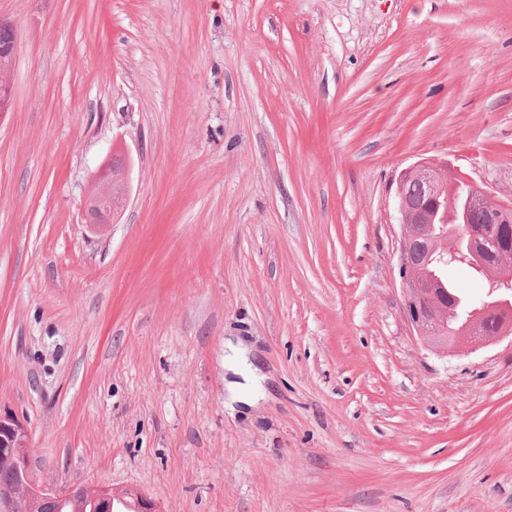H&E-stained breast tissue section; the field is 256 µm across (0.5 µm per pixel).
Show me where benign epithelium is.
<instances>
[{
    "label": "benign epithelium",
    "instance_id": "7a95c632",
    "mask_svg": "<svg viewBox=\"0 0 512 512\" xmlns=\"http://www.w3.org/2000/svg\"><path fill=\"white\" fill-rule=\"evenodd\" d=\"M448 164L417 162L401 171L395 192L396 209L401 225L399 265L404 285V302L408 323L412 330L422 336L437 351L446 347L464 344L475 350L487 346L504 335H512V281L498 278L492 282L489 301L485 307L498 312L499 327L493 333L482 330L480 323L471 321L458 329L447 326L450 320L448 307L434 302L431 297L420 293V283L412 263V247L419 237L433 235V225L448 219ZM103 197L90 201V208L97 214V220L108 223L121 208L128 193V173L115 165L103 167ZM418 180L423 184L422 195L411 198L406 193L408 181ZM465 185L470 187L469 205L462 224L448 228L452 239L463 259L473 264L482 258L487 245L482 240L481 225L512 222V205L498 201L490 190L472 179ZM468 245L467 251L460 246ZM29 437L27 428L18 419L0 415V449L14 453L12 472L0 479V512H16L17 504H24L25 512H51L54 503L62 498L80 499L91 497L96 512H115L116 495L111 488H91L73 485L63 490L43 487L30 479L27 466Z\"/></svg>",
    "mask_w": 512,
    "mask_h": 512
}]
</instances>
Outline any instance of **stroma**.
I'll return each instance as SVG.
<instances>
[{"instance_id": "35a3bbf8", "label": "stroma", "mask_w": 512, "mask_h": 512, "mask_svg": "<svg viewBox=\"0 0 512 512\" xmlns=\"http://www.w3.org/2000/svg\"><path fill=\"white\" fill-rule=\"evenodd\" d=\"M0 415L159 512H512V339L403 316L395 179L512 202V0H0ZM129 158L115 224L84 202ZM259 378L230 403L224 358ZM13 27L10 24L1 25L0 22V104L11 99V66L17 45H14L13 56L10 54V43L13 39Z\"/></svg>"}]
</instances>
